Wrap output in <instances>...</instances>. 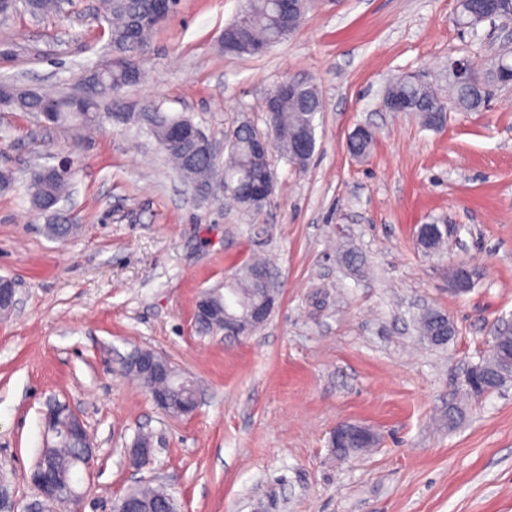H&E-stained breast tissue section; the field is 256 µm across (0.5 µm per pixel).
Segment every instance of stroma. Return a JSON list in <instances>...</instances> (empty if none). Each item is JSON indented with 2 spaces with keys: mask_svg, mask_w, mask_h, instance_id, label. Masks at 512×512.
I'll return each instance as SVG.
<instances>
[{
  "mask_svg": "<svg viewBox=\"0 0 512 512\" xmlns=\"http://www.w3.org/2000/svg\"><path fill=\"white\" fill-rule=\"evenodd\" d=\"M241 7L181 0L119 96L185 115L220 142L244 121L264 128L279 83H314L315 154L300 170L272 146L275 191L261 211L200 200L137 126L84 132L0 111V169L17 181L0 191V276L19 299L0 319V481L21 510L36 499L29 473L55 400L80 414L96 448L81 512H112L145 481L167 487L179 512H512V386L461 390L496 329L512 327V87H492L479 112L450 107L439 130L381 107L394 75L440 87L450 60L483 72L512 63V30L460 27L457 0H311L286 41L228 54L221 35ZM111 54L100 0L0 18V82L22 90L85 95ZM361 125L375 141L357 159L347 143ZM63 159L72 176L60 207L79 230L58 241L21 183ZM431 222L458 229L435 256L415 242ZM350 252L360 267L346 264ZM257 256L273 258L282 283L267 324L200 333V293ZM452 261L481 272L467 294L448 288ZM429 307L456 325L445 346L416 333ZM144 348L193 378L194 414H166L123 374ZM342 421L373 427L378 446L337 456ZM142 432L155 451L139 467L128 448Z\"/></svg>",
  "mask_w": 512,
  "mask_h": 512,
  "instance_id": "35a3bbf8",
  "label": "stroma"
}]
</instances>
